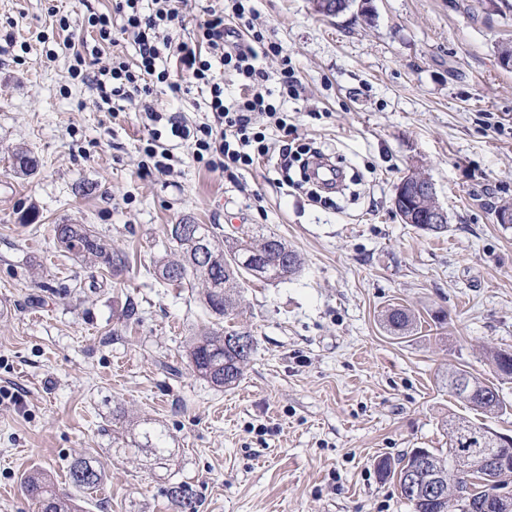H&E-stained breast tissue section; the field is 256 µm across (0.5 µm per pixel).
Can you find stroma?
Masks as SVG:
<instances>
[{
  "label": "stroma",
  "mask_w": 512,
  "mask_h": 512,
  "mask_svg": "<svg viewBox=\"0 0 512 512\" xmlns=\"http://www.w3.org/2000/svg\"><path fill=\"white\" fill-rule=\"evenodd\" d=\"M254 6L298 72L289 123L356 197L281 188L265 162L230 177L183 146L171 175L145 172L147 120L111 115L68 76L65 35L92 38L113 0H0V389L24 396L0 398V512H38L22 487L34 469L79 512H172V483L199 512H412L382 459L446 452L452 414L512 436V411L483 417L446 386L456 369L494 379L489 352H512V223L498 219L512 209V0ZM18 148L33 175L14 173ZM411 173L433 183L444 232L396 214ZM183 221L226 246L273 233L301 258L288 280L243 282L232 324L255 346L230 388L185 352L224 320L200 286L150 272ZM57 224L87 225L127 267L60 251ZM393 308L410 331L387 327ZM116 408L165 429L167 461L113 434ZM78 458L102 469L99 490L70 484Z\"/></svg>",
  "instance_id": "obj_1"
}]
</instances>
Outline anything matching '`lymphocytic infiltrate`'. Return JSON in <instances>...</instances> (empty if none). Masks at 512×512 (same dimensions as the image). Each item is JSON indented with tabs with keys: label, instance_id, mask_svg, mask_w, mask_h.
<instances>
[{
	"label": "lymphocytic infiltrate",
	"instance_id": "lymphocytic-infiltrate-1",
	"mask_svg": "<svg viewBox=\"0 0 512 512\" xmlns=\"http://www.w3.org/2000/svg\"><path fill=\"white\" fill-rule=\"evenodd\" d=\"M143 0H115L113 14H99L92 23L98 33V45L87 40L68 39L73 63L69 74L81 77L83 84L102 104L119 103L144 112L152 123H166L172 138L185 142L192 158L213 171L229 175L252 168L269 154H276L282 181L295 187L309 182L311 158L317 149L292 140V126L283 112L280 98L298 93V80L290 55L279 43L267 40L255 26L256 10L247 0H232L230 13L204 9L194 41L175 39L174 29L183 25L181 0H152L144 9ZM120 27H113V17ZM132 42L136 57L128 62L115 59L110 65L87 71V55H98L101 44H112L113 32ZM281 60L278 87H269V75L262 65L269 57ZM180 69L184 78H170L172 69ZM235 73L240 81L236 97L224 95V72ZM165 84L176 97L192 89L207 93L212 119L190 124L181 116L167 115L155 109L151 97L157 84ZM273 120L285 140L278 151H271L261 118Z\"/></svg>",
	"mask_w": 512,
	"mask_h": 512
}]
</instances>
